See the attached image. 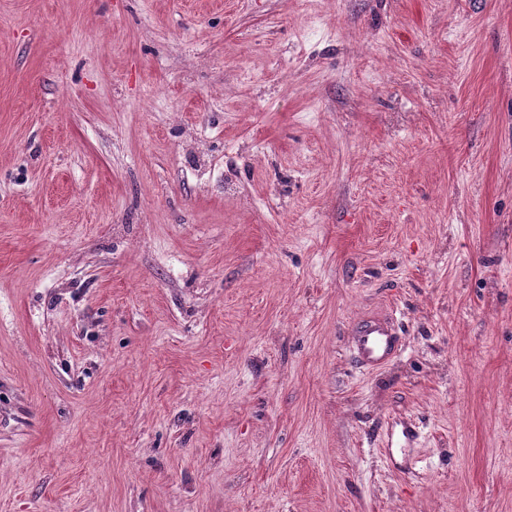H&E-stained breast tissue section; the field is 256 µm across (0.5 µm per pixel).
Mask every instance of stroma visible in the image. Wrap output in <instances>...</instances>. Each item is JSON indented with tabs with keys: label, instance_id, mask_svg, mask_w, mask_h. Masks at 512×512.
Here are the masks:
<instances>
[{
	"label": "stroma",
	"instance_id": "35a3bbf8",
	"mask_svg": "<svg viewBox=\"0 0 512 512\" xmlns=\"http://www.w3.org/2000/svg\"><path fill=\"white\" fill-rule=\"evenodd\" d=\"M0 512H512V0H0ZM351 336L356 360L361 368H378L397 352V339L388 319H359L351 327Z\"/></svg>",
	"mask_w": 512,
	"mask_h": 512
}]
</instances>
